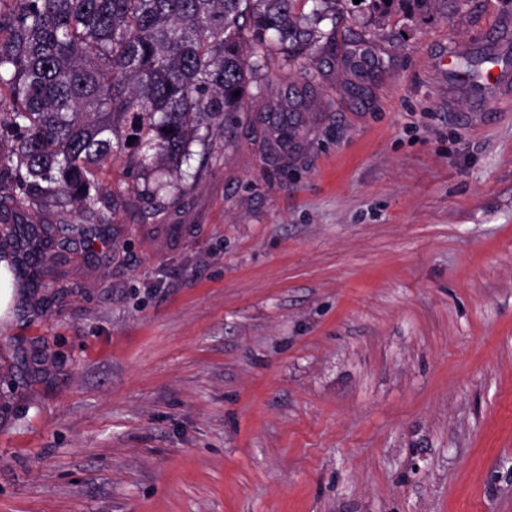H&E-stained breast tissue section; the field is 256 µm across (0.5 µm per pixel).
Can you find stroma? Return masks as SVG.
<instances>
[{"label": "stroma", "instance_id": "35a3bbf8", "mask_svg": "<svg viewBox=\"0 0 512 512\" xmlns=\"http://www.w3.org/2000/svg\"><path fill=\"white\" fill-rule=\"evenodd\" d=\"M375 51L270 61L153 219L113 162L0 319V512H512V0Z\"/></svg>", "mask_w": 512, "mask_h": 512}]
</instances>
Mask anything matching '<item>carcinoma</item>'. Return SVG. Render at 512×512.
Segmentation results:
<instances>
[{
	"instance_id": "obj_1",
	"label": "carcinoma",
	"mask_w": 512,
	"mask_h": 512,
	"mask_svg": "<svg viewBox=\"0 0 512 512\" xmlns=\"http://www.w3.org/2000/svg\"><path fill=\"white\" fill-rule=\"evenodd\" d=\"M313 2L310 11L303 3ZM366 31L351 51L358 69L405 5L362 0ZM344 0H0V224L33 207L72 205L85 224H110L118 197L101 177L125 154L144 176L142 216L176 205L196 178L190 161L218 153L202 130L243 111L268 61L292 66L336 45ZM329 20L328 30L321 24ZM134 138L128 142V138ZM49 266L44 235L26 230Z\"/></svg>"
}]
</instances>
